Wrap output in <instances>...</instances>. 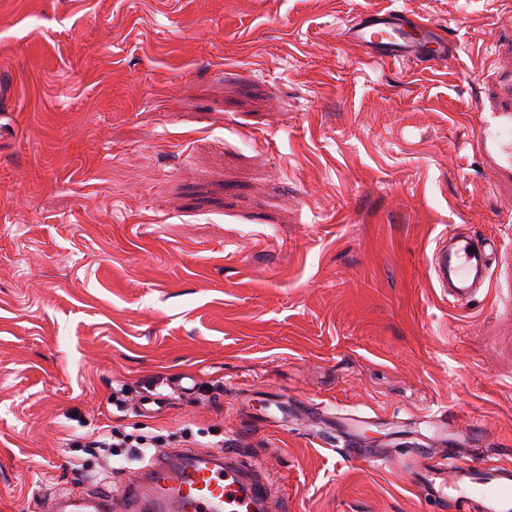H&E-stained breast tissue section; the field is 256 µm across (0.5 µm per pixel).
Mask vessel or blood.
<instances>
[{"label":"vessel or blood","instance_id":"1","mask_svg":"<svg viewBox=\"0 0 512 512\" xmlns=\"http://www.w3.org/2000/svg\"><path fill=\"white\" fill-rule=\"evenodd\" d=\"M346 41L369 58L436 66L454 55V46L436 26L417 22L399 9L368 10L346 25ZM495 239L449 234L430 261L443 294L457 306L469 305L489 277L496 259ZM475 426L448 423L447 456H419L412 467L415 486L444 512H512V466L465 461L453 442ZM156 512H267L271 488L262 474H247L234 453L223 458L190 453L187 463L158 465L146 487Z\"/></svg>","mask_w":512,"mask_h":512}]
</instances>
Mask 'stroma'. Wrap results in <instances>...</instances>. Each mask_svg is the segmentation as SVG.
<instances>
[{
	"label": "stroma",
	"mask_w": 512,
	"mask_h": 512,
	"mask_svg": "<svg viewBox=\"0 0 512 512\" xmlns=\"http://www.w3.org/2000/svg\"><path fill=\"white\" fill-rule=\"evenodd\" d=\"M369 7L454 57L369 62ZM460 226L499 242L464 308ZM324 412L377 414L364 454ZM426 418L512 463V0H0V512L123 496L71 465L110 431L240 449L288 512H436ZM498 243L493 238L448 233L430 261L431 272L448 302L469 305L489 278Z\"/></svg>",
	"instance_id": "obj_1"
}]
</instances>
